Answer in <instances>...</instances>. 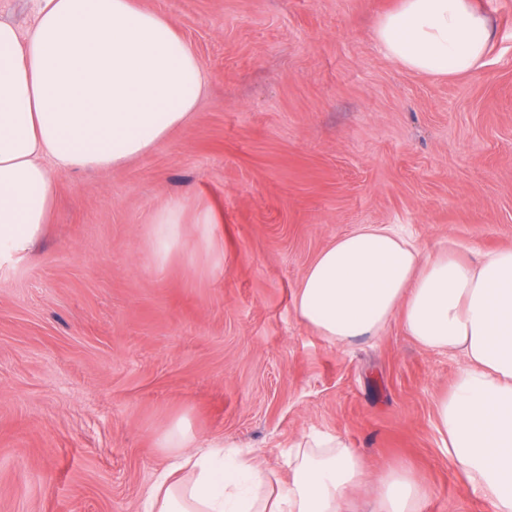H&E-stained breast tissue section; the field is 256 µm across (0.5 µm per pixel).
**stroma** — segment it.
I'll use <instances>...</instances> for the list:
<instances>
[{"mask_svg":"<svg viewBox=\"0 0 512 512\" xmlns=\"http://www.w3.org/2000/svg\"><path fill=\"white\" fill-rule=\"evenodd\" d=\"M474 2L495 28L484 66L435 77L375 40L398 0H138L207 91L152 152L55 173L44 239L0 270V512H140L179 419L284 480L292 447L331 433L373 477L426 483L422 512H489L437 431L461 357L397 319L339 346L294 308L364 224L467 260L512 247V0ZM173 198L216 213L223 269L191 237L155 269L151 217Z\"/></svg>","mask_w":512,"mask_h":512,"instance_id":"1","label":"stroma"}]
</instances>
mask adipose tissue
Wrapping results in <instances>:
<instances>
[{"mask_svg": "<svg viewBox=\"0 0 512 512\" xmlns=\"http://www.w3.org/2000/svg\"><path fill=\"white\" fill-rule=\"evenodd\" d=\"M493 36L474 0H400L375 30L389 58L431 76L479 69ZM205 92L189 44L135 0H37L25 34L0 21V267L25 261L43 237L56 172L125 166L186 125ZM189 223L199 245L218 252L213 211L175 199L151 218L155 268L166 267ZM294 308L339 345L376 337L397 318L421 346L460 354L464 365L436 402L438 432L490 512H512V248L469 263L449 247L423 253L395 225L366 224L319 253ZM190 442L185 421L164 432L170 462L145 491L142 512H342L370 479L331 434L296 446L285 482L249 449L192 452ZM428 495L394 470L369 512H421Z\"/></svg>", "mask_w": 512, "mask_h": 512, "instance_id": "obj_1", "label": "adipose tissue"}]
</instances>
